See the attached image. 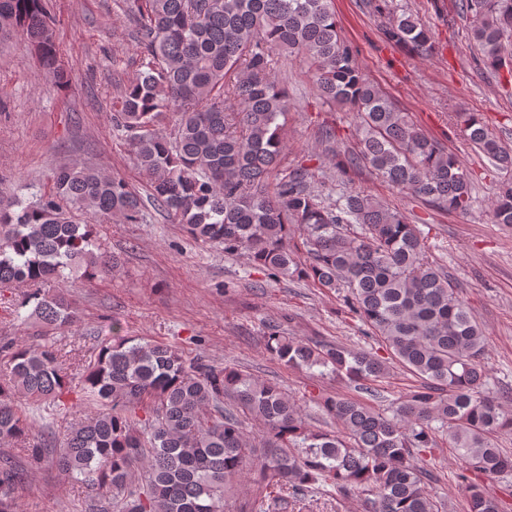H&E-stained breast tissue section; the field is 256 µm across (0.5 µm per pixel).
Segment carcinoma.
Returning <instances> with one entry per match:
<instances>
[{
	"label": "carcinoma",
	"mask_w": 512,
	"mask_h": 512,
	"mask_svg": "<svg viewBox=\"0 0 512 512\" xmlns=\"http://www.w3.org/2000/svg\"><path fill=\"white\" fill-rule=\"evenodd\" d=\"M142 71L112 101V121L126 134L150 196L195 240L240 253L274 278L297 276L321 288L347 289L345 301L385 346L394 363L419 381L387 413L338 394L320 405L335 432L308 428L277 384L235 364L188 360L145 336L117 337L93 360L73 365L46 340L0 345V443L32 460L47 445L31 440L30 409L65 403L79 370L96 414L71 424L58 466L114 512H227L240 478L258 475L266 499L252 510L288 508V500L322 487L343 497L365 495L367 512H439L433 472L417 458L443 436L467 469L512 474V453L491 434L512 433V409L488 391L484 333L448 273L429 260L418 225L401 211L351 186L328 202L326 182L307 167L281 168L288 93L275 56H302L319 95L354 113L357 139L339 175L364 166L388 185L429 206L464 212L471 179L456 155L362 74L341 36L332 0H129ZM475 23L468 36L483 64L512 74V0H461ZM20 33L59 89L69 85L58 57L47 0H0V37ZM389 43L432 50L428 29L407 12L383 29ZM174 133L157 132L163 120ZM467 140L503 173L492 213L512 224V151L473 112L455 114ZM280 170L276 182L271 173ZM126 224L141 219L142 201L124 179L93 167L60 169L34 201L0 190V288L25 285L21 306L47 331L70 327L79 314L70 296L42 293L55 278H109L115 259L101 250L93 225L74 211ZM300 238L308 263L290 246ZM267 351L287 367L344 374L358 389L389 374L377 356L286 336L272 329ZM263 433L261 447L245 426ZM140 480L133 481L136 466ZM27 472L0 456V512H19ZM468 512H501L469 482Z\"/></svg>",
	"instance_id": "obj_1"
}]
</instances>
